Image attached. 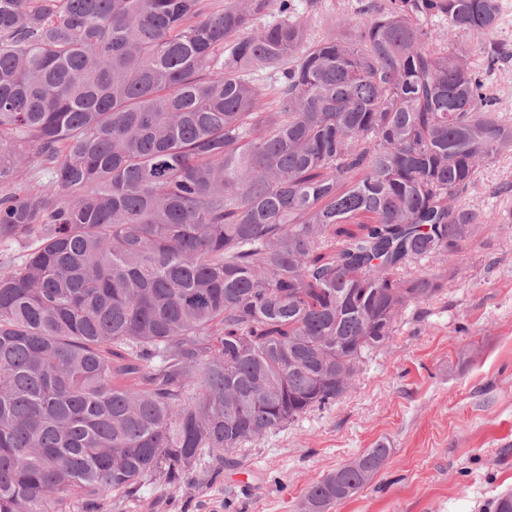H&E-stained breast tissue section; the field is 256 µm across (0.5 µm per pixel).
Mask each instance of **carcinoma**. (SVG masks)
Listing matches in <instances>:
<instances>
[{
	"label": "carcinoma",
	"mask_w": 512,
	"mask_h": 512,
	"mask_svg": "<svg viewBox=\"0 0 512 512\" xmlns=\"http://www.w3.org/2000/svg\"><path fill=\"white\" fill-rule=\"evenodd\" d=\"M363 10L315 38L294 0H0V512L237 464L443 292L412 268L512 224L466 203L512 151L501 0ZM33 152L48 181L9 192Z\"/></svg>",
	"instance_id": "cac0c4a2"
}]
</instances>
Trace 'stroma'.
I'll return each mask as SVG.
<instances>
[{
    "label": "stroma",
    "instance_id": "1",
    "mask_svg": "<svg viewBox=\"0 0 512 512\" xmlns=\"http://www.w3.org/2000/svg\"><path fill=\"white\" fill-rule=\"evenodd\" d=\"M468 202L512 210V152ZM454 267L336 403L257 441L240 468L147 486L110 512H299L310 485L381 443V469L331 512H488L512 491V224L477 237Z\"/></svg>",
    "mask_w": 512,
    "mask_h": 512
}]
</instances>
